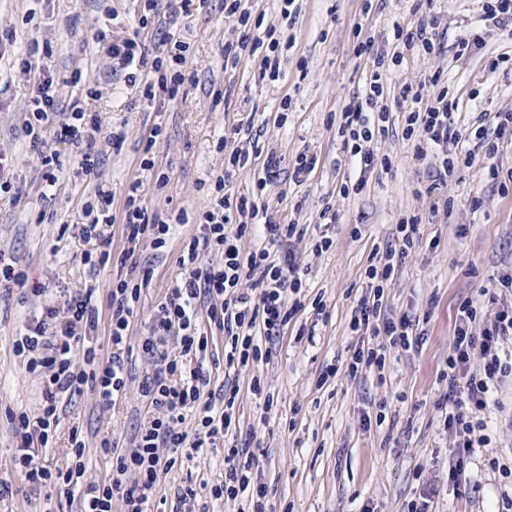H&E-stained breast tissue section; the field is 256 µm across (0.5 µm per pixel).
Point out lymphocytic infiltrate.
Returning <instances> with one entry per match:
<instances>
[{"label":"lymphocytic infiltrate","instance_id":"lymphocytic-infiltrate-1","mask_svg":"<svg viewBox=\"0 0 512 512\" xmlns=\"http://www.w3.org/2000/svg\"><path fill=\"white\" fill-rule=\"evenodd\" d=\"M436 0H417L421 14L416 25L393 21L392 46L376 45L365 38L357 55H372L374 65L365 79L361 97L351 100L338 114L337 134L341 146L358 177L341 182V195L357 194L366 187L367 176L375 169L391 165L389 157L379 155L375 144L385 135L389 119L387 109L379 108L384 95L383 75L386 62L401 63L405 53L434 50L433 11ZM185 47L174 39L162 40L153 61H145L136 39L113 43L109 54L120 69L150 66L152 76L143 84L142 97L152 103L162 98L176 100L185 90ZM22 70L34 94L23 132L38 152L43 165L58 159L48 147L51 119L58 112L51 92L53 76L30 58H23ZM399 97L406 104L404 134L418 155L439 156L442 176L459 173L470 157L461 143L471 136L485 137L484 127H462L457 119L458 103L439 94L426 99L422 85L404 84ZM220 191L215 207L204 213L199 233L187 242L180 255L184 277L171 288L165 304L154 313L146 336L137 347H130L129 332L137 315L141 290L151 277L150 271L131 266L109 295L106 311H99L91 295L79 294L63 308L49 307L36 323L28 325L15 340L13 351L28 372L40 375L43 401L38 421L20 414L13 422L17 449L13 457L16 470L34 489L49 485L76 486L86 470V443L79 431L69 435V462L60 467L37 462L40 448L49 441L48 431L59 416L60 400L84 390L94 391L105 404H116L124 395L127 382L125 359L131 350H139L154 365L140 383V391L151 409L133 447L103 439L100 451L112 461L108 477L85 492L80 512H112L113 501H120L123 512H148L162 472L172 469L186 452L201 453L224 445V482L213 490L215 498L240 501V512H273L266 486L253 477L255 452L252 434L242 433L236 416L237 388L216 392L207 390L204 380L192 370L193 358L208 348L199 318L207 316L211 325L224 334V365L236 369L262 361L263 345L283 338L294 314L301 308L300 295L306 286L305 272L296 260L292 245L305 236L298 224H283L270 216L258 197L238 196L229 191L225 176H217ZM423 215L401 219L397 226L398 250L376 256L365 276L368 293L359 299L352 329L368 334L367 343L355 349L348 365L349 374L360 369L384 371L392 349L410 348L417 334V320L409 315L394 318L383 310V301L395 271L396 254H407L420 238ZM124 248L122 258L132 256L143 241L154 248L166 247L172 236V224L150 214L137 195H128L122 213ZM262 233L263 246L242 250L243 237ZM260 291L258 303H250L241 294L243 285ZM109 317L106 344H99L92 332L101 315ZM483 322L481 333H473L474 323ZM512 335V307L495 310L464 300L459 306L446 368L440 378L448 388L439 404L444 412V430L459 453L486 444L485 424L476 414L485 410L499 375L512 373V361L502 358L501 341ZM177 338L179 354H169L167 343ZM484 360L483 376L470 374L472 355ZM194 411V431L183 427L187 411Z\"/></svg>","mask_w":512,"mask_h":512}]
</instances>
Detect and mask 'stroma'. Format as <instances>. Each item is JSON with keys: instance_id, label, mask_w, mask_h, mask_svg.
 <instances>
[{"instance_id": "35a3bbf8", "label": "stroma", "mask_w": 512, "mask_h": 512, "mask_svg": "<svg viewBox=\"0 0 512 512\" xmlns=\"http://www.w3.org/2000/svg\"><path fill=\"white\" fill-rule=\"evenodd\" d=\"M371 11H364V2ZM0 0V34L14 40L0 61L9 65L0 83V153L11 157V174L23 188L21 197L0 198V250L25 271L24 287L0 297V481L15 491L13 512H79L87 485L100 482L111 462L97 446L103 438L132 440L146 416L139 381L151 364L133 356V379L121 402L104 404L92 390L64 396V407L49 430L44 458L67 462L71 429L83 434L88 457L80 484L30 491L13 465L17 442L10 416L37 417L42 401L38 376L25 371L13 354V340L44 307L62 305L70 296L93 289L106 308L113 281L122 273V207L130 190L161 218L182 213L169 245L161 250L142 244L133 263L151 268L132 324L130 345H137L145 323L183 275L179 256L196 233L202 214L214 205L212 175L223 172L230 149L249 154L229 178L234 194H261L284 224H303L308 238L295 241L297 260L306 272L305 306L293 318L269 360L240 368L233 377L240 388L237 414L254 428L255 472L268 488L275 512H406L410 500L432 494L436 512H504L512 496V374L500 378L496 402L481 418L490 441L471 451L465 481L448 478L457 450L443 431L437 403L446 391L439 376L445 368L463 300L482 301L490 280L512 272V191L502 192L486 177L488 164L512 172V143L502 141L489 153L482 141L471 143L468 168L440 179L435 155H416L404 136V119L396 99L399 85L423 84L427 98L440 92L458 99L460 122L483 117L492 125L500 112L512 113V41L497 26L477 22L475 0H440L443 20L433 53L406 57L389 66L384 105L391 125L376 149L389 156V168L371 173L367 188L341 196L336 187L348 172V160L336 136L342 105L362 89L372 61L356 57L359 35L384 40L393 20H410L414 0H295L291 17H283L281 0H242L261 28L276 27L287 36L279 47L281 74L262 76L259 58L228 60L224 49L243 32L225 17L224 0H208L201 10H181L178 0ZM478 29L483 45L457 56L459 39ZM108 42L138 37L143 53L154 56L164 37L184 42L187 93L177 101L144 102V73L129 77L113 67ZM49 47L43 63L54 75L53 94L61 118L74 109L96 115L99 131L94 175L78 172L70 145L58 144L59 162L48 168L24 138L31 87L18 63L30 42ZM442 84H431L433 75ZM245 135H235L236 126ZM160 136H153V129ZM122 132L113 140V132ZM152 153L154 171L141 170L144 153ZM282 158L283 171L267 180L269 154ZM318 162L304 182L289 172L297 155ZM112 195V225L102 241L78 235L82 207L99 189ZM450 209H443V202ZM332 203L336 221L319 229V213ZM426 218L421 241L402 258L384 301L387 315L423 318L424 336L409 349H394L384 373L349 375L347 364L361 338L350 328L360 297L367 292L365 269L374 248L397 246L395 229L404 216ZM327 232L333 245L313 252L309 238ZM111 254L107 263H83V253ZM325 309L316 312L313 300ZM260 378L266 395L250 393ZM224 480V450L217 447L176 464L161 477L152 512H172L180 487L192 486L195 500L182 512H240V504L217 499L214 485Z\"/></svg>"}]
</instances>
